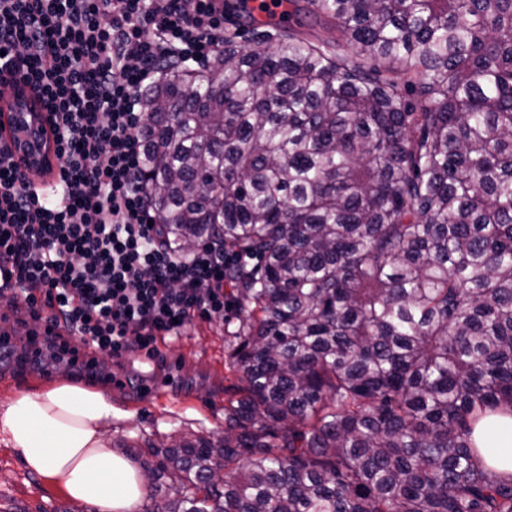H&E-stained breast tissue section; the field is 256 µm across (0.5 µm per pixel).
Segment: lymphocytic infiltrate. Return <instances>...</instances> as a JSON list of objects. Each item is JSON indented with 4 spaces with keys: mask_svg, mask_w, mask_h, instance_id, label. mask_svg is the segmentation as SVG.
I'll list each match as a JSON object with an SVG mask.
<instances>
[{
    "mask_svg": "<svg viewBox=\"0 0 512 512\" xmlns=\"http://www.w3.org/2000/svg\"><path fill=\"white\" fill-rule=\"evenodd\" d=\"M224 49V0H0V74L18 73L51 115L57 183L34 187L0 140V300L33 327L19 365L76 366L75 327L91 359L178 337L223 319L230 255L202 240L170 249L141 158V92L168 62L189 67Z\"/></svg>",
    "mask_w": 512,
    "mask_h": 512,
    "instance_id": "1",
    "label": "lymphocytic infiltrate"
}]
</instances>
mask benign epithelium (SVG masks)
Wrapping results in <instances>:
<instances>
[{
  "mask_svg": "<svg viewBox=\"0 0 512 512\" xmlns=\"http://www.w3.org/2000/svg\"><path fill=\"white\" fill-rule=\"evenodd\" d=\"M18 82L19 77L17 76L0 78V84L6 86V89L0 92V100H16L15 112L12 113L10 122L16 132L14 145L16 162L19 170L25 173L30 168L49 160L50 148L45 135L49 119L36 111L33 105L20 98H15Z\"/></svg>",
  "mask_w": 512,
  "mask_h": 512,
  "instance_id": "benign-epithelium-1",
  "label": "benign epithelium"
}]
</instances>
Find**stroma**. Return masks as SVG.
<instances>
[{
    "mask_svg": "<svg viewBox=\"0 0 512 512\" xmlns=\"http://www.w3.org/2000/svg\"><path fill=\"white\" fill-rule=\"evenodd\" d=\"M159 351L163 363L147 368L129 360L102 358L100 373L117 410L103 439L107 447L143 439L172 442L182 434L219 438L224 434V401L238 379L227 366L224 327L213 320H195L182 336L166 340ZM79 382L85 374L64 367L21 368L0 363V402L28 386L61 374ZM161 383L160 398H146V379ZM81 503L60 489L45 485L27 471L18 455L0 445V512H80Z\"/></svg>",
    "mask_w": 512,
    "mask_h": 512,
    "instance_id": "35a3bbf8",
    "label": "stroma"
}]
</instances>
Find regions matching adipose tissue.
I'll list each match as a JSON object with an SVG mask.
<instances>
[{
    "label": "adipose tissue",
    "mask_w": 512,
    "mask_h": 512,
    "mask_svg": "<svg viewBox=\"0 0 512 512\" xmlns=\"http://www.w3.org/2000/svg\"><path fill=\"white\" fill-rule=\"evenodd\" d=\"M113 413L105 391L62 377L0 403V444L71 498L103 512H130L146 487L138 467L102 443ZM475 439L488 466L512 474V415H488Z\"/></svg>",
    "instance_id": "ef3b65f1"
}]
</instances>
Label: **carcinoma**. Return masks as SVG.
<instances>
[{"label": "carcinoma", "mask_w": 512, "mask_h": 512, "mask_svg": "<svg viewBox=\"0 0 512 512\" xmlns=\"http://www.w3.org/2000/svg\"><path fill=\"white\" fill-rule=\"evenodd\" d=\"M287 2L351 51L228 33L141 94L164 242L239 257L224 437L126 447L144 512H512V0ZM475 439L488 466L512 474V415L501 412L488 415L478 425Z\"/></svg>", "instance_id": "1"}]
</instances>
